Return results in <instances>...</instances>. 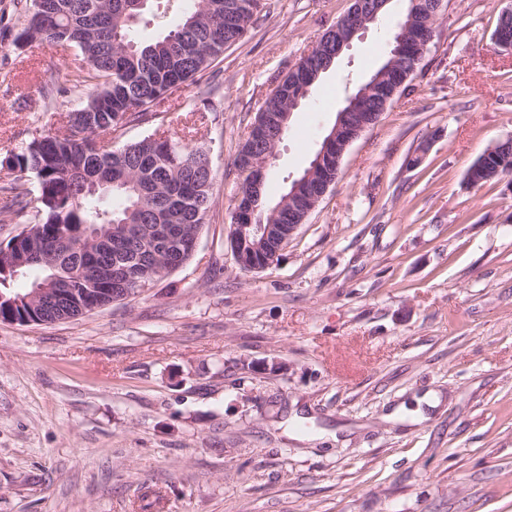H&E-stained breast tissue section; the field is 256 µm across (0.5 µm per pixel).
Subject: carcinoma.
<instances>
[{"mask_svg":"<svg viewBox=\"0 0 512 512\" xmlns=\"http://www.w3.org/2000/svg\"><path fill=\"white\" fill-rule=\"evenodd\" d=\"M57 10L38 11L36 0L22 4L29 42L79 50L81 59L62 83L46 84L45 98L69 97L66 123L32 137L5 158L20 178L0 187V224H21L6 244L13 256H27L14 268L0 261V318L20 324L68 318L80 307L113 300L106 283L89 284L76 271L89 260L114 262L124 242L109 243L110 227L127 226V241L153 253L148 269L135 272L138 283L154 284L170 273L164 238L187 242L200 233L211 207L213 176L201 171L209 152L193 141L180 142L157 131L119 148L112 132L157 115L164 96L197 81L224 48L241 41L261 18L263 0H192L182 22L165 36L141 40L135 28L146 21L153 0H55ZM288 78L266 97L261 112L288 111ZM501 174L512 176V147L497 144L488 153ZM33 180L36 190L27 187ZM308 205L282 193L272 201L261 194L257 211L241 201L242 224H288L293 209ZM97 233L89 254L77 240ZM68 281L62 299L32 304L38 285Z\"/></svg>","mask_w":512,"mask_h":512,"instance_id":"1","label":"carcinoma"}]
</instances>
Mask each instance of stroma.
Wrapping results in <instances>:
<instances>
[{
  "label": "stroma",
  "mask_w": 512,
  "mask_h": 512,
  "mask_svg": "<svg viewBox=\"0 0 512 512\" xmlns=\"http://www.w3.org/2000/svg\"><path fill=\"white\" fill-rule=\"evenodd\" d=\"M352 0L266 15L155 129L210 150L192 257L153 287L60 323L0 322V512H512V184L468 169L512 136V0H446L410 89L347 148L277 264L244 272L234 161L270 91ZM399 9L354 38L294 113L277 199L384 62ZM0 159L65 122L76 49L26 43L0 0Z\"/></svg>",
  "instance_id": "obj_1"
}]
</instances>
